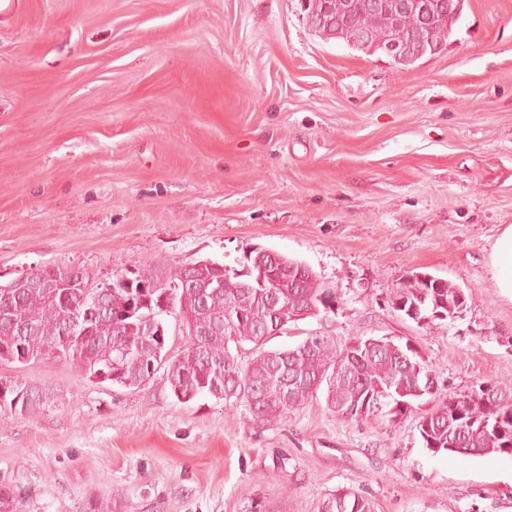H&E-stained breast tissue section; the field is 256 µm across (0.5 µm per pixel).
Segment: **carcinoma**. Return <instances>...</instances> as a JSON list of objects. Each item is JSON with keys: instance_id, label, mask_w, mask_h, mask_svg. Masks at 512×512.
I'll use <instances>...</instances> for the list:
<instances>
[{"instance_id": "obj_1", "label": "carcinoma", "mask_w": 512, "mask_h": 512, "mask_svg": "<svg viewBox=\"0 0 512 512\" xmlns=\"http://www.w3.org/2000/svg\"><path fill=\"white\" fill-rule=\"evenodd\" d=\"M460 16L448 14L434 29L437 41L448 43ZM377 19L356 2L349 28L375 25ZM246 268L248 272L240 273ZM242 268L220 273L212 268H179L165 287L141 305L136 294L112 280L100 298L103 312L91 313L74 329L66 326L75 288L58 286L59 269L43 266L32 273L39 288H0V363L26 365L41 359L65 360L85 377L102 372L111 384L138 387L152 378L151 368L167 365V381L176 399L208 395L246 403L259 422L283 417L326 391L328 410L343 421L382 417L398 423L417 402L436 397L431 368L419 350L387 337L357 338L343 346L323 333H311L298 345L266 350L267 336L295 323L293 316L319 317L342 305L338 289L327 285L305 263L265 248L253 249ZM459 285L427 273H415L400 284L392 306L426 326L454 320L466 308ZM167 295L188 330L187 344L174 359L167 356V329L159 306ZM252 346L243 366L239 350ZM19 400L7 397L0 413L31 418L44 407V392L15 379ZM418 430L431 452L467 458L512 456V388L482 382L470 391L442 400L421 416ZM26 492L0 484V506L19 512ZM317 512H374L373 502L347 491L328 494Z\"/></svg>"}]
</instances>
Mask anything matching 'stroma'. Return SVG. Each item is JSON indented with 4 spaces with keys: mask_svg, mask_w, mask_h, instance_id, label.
<instances>
[{
    "mask_svg": "<svg viewBox=\"0 0 512 512\" xmlns=\"http://www.w3.org/2000/svg\"><path fill=\"white\" fill-rule=\"evenodd\" d=\"M512 224V0H466L446 49L408 68L312 35L301 0H15L0 12V277L43 266L111 282L253 248L339 290L321 331L411 342L441 395L512 386V299L492 245ZM467 288L431 328L392 296ZM47 395L0 415V482L27 512H512V457L424 448L417 418L346 422L324 394L274 422L244 403L124 388L60 360L0 364ZM431 277V280H429ZM461 293L463 299L457 300ZM467 305V296L459 285L427 273H415L400 284L394 293L392 306L404 316L426 326L436 320H454ZM317 512H374V505L365 496L337 490L319 502Z\"/></svg>",
    "mask_w": 512,
    "mask_h": 512,
    "instance_id": "1",
    "label": "stroma"
}]
</instances>
